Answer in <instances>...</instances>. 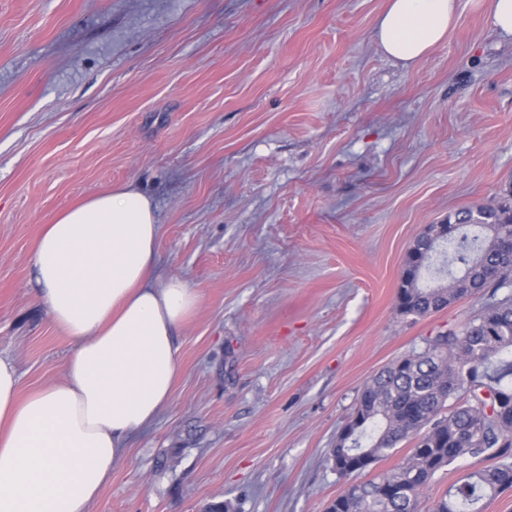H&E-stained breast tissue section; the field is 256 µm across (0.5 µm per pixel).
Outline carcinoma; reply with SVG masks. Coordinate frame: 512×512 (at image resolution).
Returning <instances> with one entry per match:
<instances>
[{"instance_id": "carcinoma-1", "label": "carcinoma", "mask_w": 512, "mask_h": 512, "mask_svg": "<svg viewBox=\"0 0 512 512\" xmlns=\"http://www.w3.org/2000/svg\"><path fill=\"white\" fill-rule=\"evenodd\" d=\"M429 258L409 256L399 313L424 317L485 291L512 287L499 249L512 238V207L477 206ZM441 260L440 266L434 261ZM436 269L437 280L422 283ZM329 460L348 479L412 443L406 461L374 480L350 483L326 512H418L422 488L465 459L492 461L451 486L431 512H482L478 504L512 488V297L490 304L458 328L430 337L423 351L384 367L364 386Z\"/></svg>"}]
</instances>
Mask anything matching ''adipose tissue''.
Instances as JSON below:
<instances>
[{"instance_id": "adipose-tissue-1", "label": "adipose tissue", "mask_w": 512, "mask_h": 512, "mask_svg": "<svg viewBox=\"0 0 512 512\" xmlns=\"http://www.w3.org/2000/svg\"><path fill=\"white\" fill-rule=\"evenodd\" d=\"M458 0H388L374 36L407 64L444 42ZM159 235L130 185L58 213L32 246V293L72 350L63 380L19 393L0 357V512H90L129 441L172 399L176 329L200 296L153 276Z\"/></svg>"}]
</instances>
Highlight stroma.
Returning a JSON list of instances; mask_svg holds the SVG:
<instances>
[{
    "label": "stroma",
    "instance_id": "stroma-1",
    "mask_svg": "<svg viewBox=\"0 0 512 512\" xmlns=\"http://www.w3.org/2000/svg\"><path fill=\"white\" fill-rule=\"evenodd\" d=\"M386 0H0V355L29 394L70 345L31 294L54 214L132 183L156 274L200 296L173 397L91 512H326L364 384L505 290L399 314L430 224L512 204V36L459 0L405 65Z\"/></svg>",
    "mask_w": 512,
    "mask_h": 512
}]
</instances>
